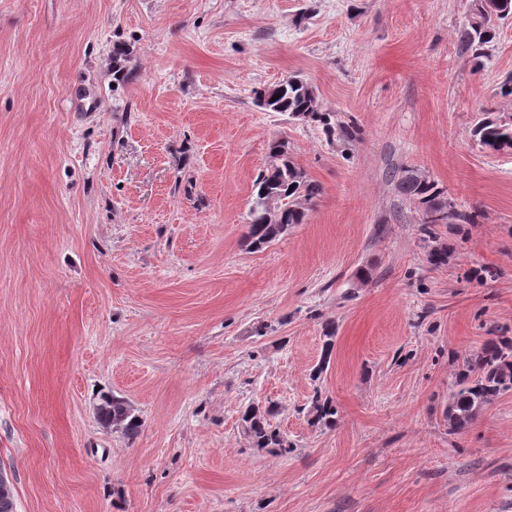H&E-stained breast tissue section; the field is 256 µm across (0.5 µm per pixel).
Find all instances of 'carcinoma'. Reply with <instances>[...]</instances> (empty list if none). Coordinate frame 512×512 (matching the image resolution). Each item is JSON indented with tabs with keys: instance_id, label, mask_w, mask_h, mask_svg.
Returning <instances> with one entry per match:
<instances>
[{
	"instance_id": "obj_1",
	"label": "carcinoma",
	"mask_w": 512,
	"mask_h": 512,
	"mask_svg": "<svg viewBox=\"0 0 512 512\" xmlns=\"http://www.w3.org/2000/svg\"><path fill=\"white\" fill-rule=\"evenodd\" d=\"M475 23L464 25L457 32L461 52L469 55L475 69L483 67L485 47L495 37V22L512 16V0H473ZM256 102L269 112L323 126L325 132L351 140L357 136L354 127L332 122V115L320 110L314 87L307 81L289 76L278 84L256 92ZM473 140L484 150L500 152L512 149V124L491 116L483 110L471 130ZM396 189L404 196L422 205L423 231L434 245L427 254L428 262L441 265L448 258V247L438 241L434 232L437 221L430 218L435 204L445 200L444 191L437 183L414 169L405 168L396 179ZM322 192L319 183L312 180L305 169L295 163L284 139L271 140L264 168L259 172L249 201L248 222L244 235L245 244L252 251L268 246L288 230L306 222L308 204ZM274 200L278 216L275 221L266 217L262 202ZM512 391V340L502 336L490 338L483 347L466 361V369L457 382L453 400L448 404L446 418L451 433L468 428L483 406L495 397ZM273 410L250 404L241 415L242 427L252 445L258 450L278 448L287 453L292 449L287 438L273 427L270 416ZM310 424L330 429L336 423V408L329 399L315 397L309 410ZM100 424L122 432L129 441L140 434L142 420L132 406L116 396L106 397L97 407ZM0 512H16L14 487L11 481L0 482Z\"/></svg>"
}]
</instances>
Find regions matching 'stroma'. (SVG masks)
I'll use <instances>...</instances> for the list:
<instances>
[{"label": "stroma", "mask_w": 512, "mask_h": 512, "mask_svg": "<svg viewBox=\"0 0 512 512\" xmlns=\"http://www.w3.org/2000/svg\"><path fill=\"white\" fill-rule=\"evenodd\" d=\"M471 4L0 0V469L17 512H512V392L462 433L446 419L467 358L512 337V151L470 137L481 109L512 121V20L473 69L456 36ZM289 76L356 139L255 105ZM277 136L323 191L253 252ZM403 168L475 217L437 225L445 264L395 189ZM106 393L141 417L135 441L99 423ZM317 395L332 429L309 422ZM270 401L292 452L242 428Z\"/></svg>", "instance_id": "35a3bbf8"}]
</instances>
